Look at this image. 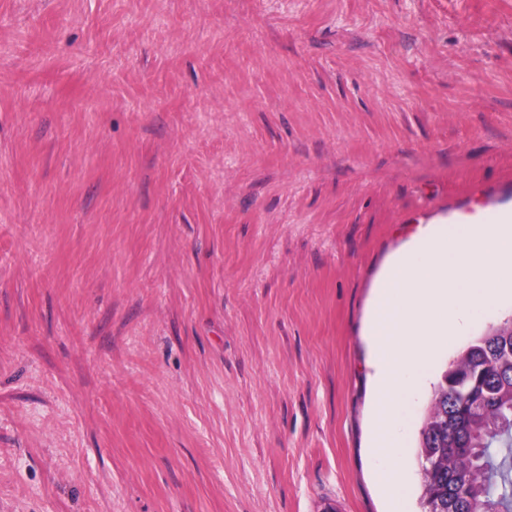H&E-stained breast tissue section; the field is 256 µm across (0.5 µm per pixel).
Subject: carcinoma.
Here are the masks:
<instances>
[{
    "instance_id": "1",
    "label": "carcinoma",
    "mask_w": 512,
    "mask_h": 512,
    "mask_svg": "<svg viewBox=\"0 0 512 512\" xmlns=\"http://www.w3.org/2000/svg\"><path fill=\"white\" fill-rule=\"evenodd\" d=\"M424 512H512V320L475 337L430 393L417 443Z\"/></svg>"
}]
</instances>
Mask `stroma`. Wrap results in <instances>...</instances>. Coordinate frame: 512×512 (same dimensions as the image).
Wrapping results in <instances>:
<instances>
[{
    "label": "stroma",
    "mask_w": 512,
    "mask_h": 512,
    "mask_svg": "<svg viewBox=\"0 0 512 512\" xmlns=\"http://www.w3.org/2000/svg\"><path fill=\"white\" fill-rule=\"evenodd\" d=\"M511 209L512 0H0V512H390L376 289Z\"/></svg>",
    "instance_id": "obj_1"
}]
</instances>
